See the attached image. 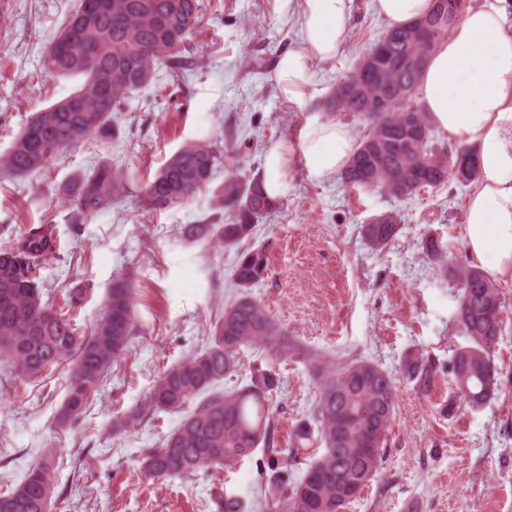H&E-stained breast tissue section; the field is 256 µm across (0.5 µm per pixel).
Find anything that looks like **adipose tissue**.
Returning <instances> with one entry per match:
<instances>
[{"mask_svg":"<svg viewBox=\"0 0 512 512\" xmlns=\"http://www.w3.org/2000/svg\"><path fill=\"white\" fill-rule=\"evenodd\" d=\"M301 43L283 52L273 79L293 103H303L312 65L333 59L353 23V0H300ZM433 124L455 144L473 147L479 178L469 196L463 242L485 272L512 274V0H477L449 39L430 55L419 90ZM356 142L339 122L310 120L296 148L273 144L262 183L269 197L288 191L287 173L302 155L317 178L339 173Z\"/></svg>","mask_w":512,"mask_h":512,"instance_id":"adipose-tissue-1","label":"adipose tissue"}]
</instances>
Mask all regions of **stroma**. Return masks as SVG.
I'll use <instances>...</instances> for the list:
<instances>
[{
  "label": "stroma",
  "mask_w": 512,
  "mask_h": 512,
  "mask_svg": "<svg viewBox=\"0 0 512 512\" xmlns=\"http://www.w3.org/2000/svg\"><path fill=\"white\" fill-rule=\"evenodd\" d=\"M76 3L10 0L12 21L0 26V155L34 111L82 83L79 75L41 70ZM354 12L346 43L335 58L313 63L308 98L296 104L282 98L272 73L278 55L298 40V0H201L192 75L179 81L162 70L157 83L132 93L118 139L69 150L46 176L17 177L0 169V247L51 214L60 250L43 271L46 286L90 283L77 318L84 330L100 318L114 281L126 278L138 328L74 428L56 423L66 396L64 371L52 370L41 382L15 380L0 392V491L49 452L56 512H216L215 495L225 489L238 495L243 512H261L257 499L269 473L263 451L217 470L152 478L141 470V453L158 447L181 416L152 411L124 422L130 410L145 405L168 368L205 347L210 322L236 296L234 253L184 233L186 225L211 214L210 193L157 214L129 195L92 221L75 224L60 190L101 160L153 177L179 148L218 132L238 153L245 176L260 174L271 144L298 142L310 119L339 121L360 135L351 113L325 109L338 79L387 27L373 0H354ZM251 58L262 60V68L249 67ZM471 192L452 180L441 190L398 201L346 190L335 175L313 177L299 157L280 208L254 231L268 269L252 294L289 336L325 361L369 360L395 380L396 417L379 474L345 512H512V276L498 281L506 333L491 356L498 371L494 400L444 418L438 408L452 393L447 372L438 373L425 398L399 371L409 349L427 350L444 364L466 343L454 326L456 290L423 260L420 241L435 235L448 242L452 263L473 264L462 237ZM390 211L399 213L402 231L390 247L371 251L362 227ZM239 358L235 385L275 368L280 387L273 397L274 438L278 448L288 449L316 392L306 365H272L254 348L241 350Z\"/></svg>",
  "instance_id": "stroma-1"
}]
</instances>
